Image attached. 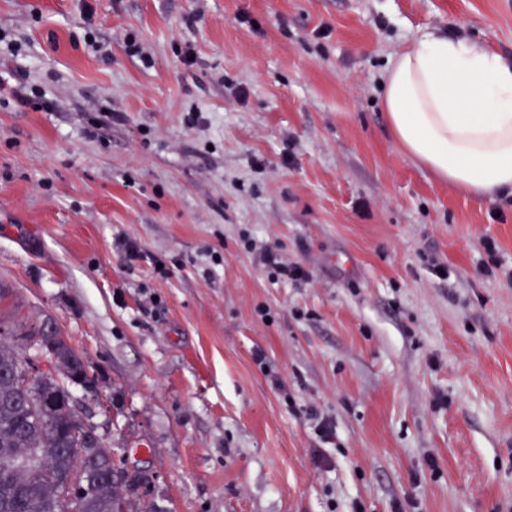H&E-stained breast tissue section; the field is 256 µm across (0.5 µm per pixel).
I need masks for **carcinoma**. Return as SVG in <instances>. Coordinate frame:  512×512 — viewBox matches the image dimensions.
<instances>
[{"instance_id": "carcinoma-1", "label": "carcinoma", "mask_w": 512, "mask_h": 512, "mask_svg": "<svg viewBox=\"0 0 512 512\" xmlns=\"http://www.w3.org/2000/svg\"><path fill=\"white\" fill-rule=\"evenodd\" d=\"M47 369L33 374L0 342V512H133L129 487L105 475L117 456L81 418L69 386L94 388L88 366L60 332L41 337ZM78 477L85 494L64 504Z\"/></svg>"}]
</instances>
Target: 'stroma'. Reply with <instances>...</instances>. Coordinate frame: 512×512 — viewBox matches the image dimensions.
<instances>
[{
	"label": "stroma",
	"instance_id": "35a3bbf8",
	"mask_svg": "<svg viewBox=\"0 0 512 512\" xmlns=\"http://www.w3.org/2000/svg\"><path fill=\"white\" fill-rule=\"evenodd\" d=\"M429 28L512 58V0H0V319L80 351L141 512H512V197L382 107ZM259 261V266L272 280H279L280 278L300 280L306 278V273L302 268L289 265L278 250L272 246H268L260 252Z\"/></svg>",
	"mask_w": 512,
	"mask_h": 512
}]
</instances>
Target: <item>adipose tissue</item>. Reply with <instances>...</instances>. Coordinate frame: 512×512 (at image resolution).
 <instances>
[{"label":"adipose tissue","instance_id":"adipose-tissue-1","mask_svg":"<svg viewBox=\"0 0 512 512\" xmlns=\"http://www.w3.org/2000/svg\"><path fill=\"white\" fill-rule=\"evenodd\" d=\"M382 105L398 147L449 189L512 195V59L426 31L391 60Z\"/></svg>","mask_w":512,"mask_h":512}]
</instances>
